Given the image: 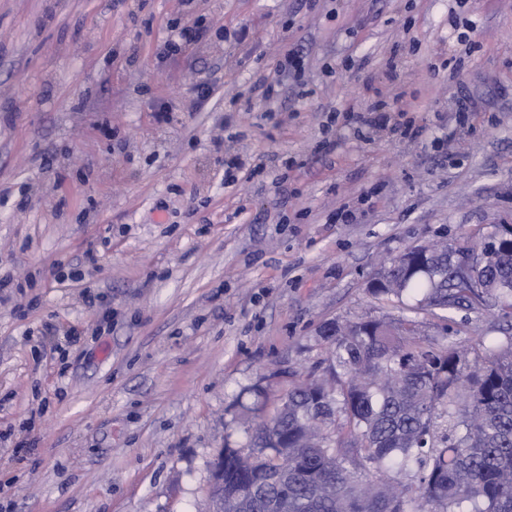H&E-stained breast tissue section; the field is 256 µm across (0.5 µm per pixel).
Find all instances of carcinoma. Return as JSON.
Wrapping results in <instances>:
<instances>
[{
    "mask_svg": "<svg viewBox=\"0 0 512 512\" xmlns=\"http://www.w3.org/2000/svg\"><path fill=\"white\" fill-rule=\"evenodd\" d=\"M495 236L390 260L369 292L404 314L327 322L324 376L274 393L253 385L250 444L224 448L215 509L512 512V336L472 350L453 339L438 346L423 342L416 319L463 306L512 310V225ZM442 417L448 432L438 436Z\"/></svg>",
    "mask_w": 512,
    "mask_h": 512,
    "instance_id": "1",
    "label": "carcinoma"
}]
</instances>
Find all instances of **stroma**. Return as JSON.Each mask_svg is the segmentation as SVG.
Instances as JSON below:
<instances>
[{"label": "stroma", "instance_id": "obj_1", "mask_svg": "<svg viewBox=\"0 0 512 512\" xmlns=\"http://www.w3.org/2000/svg\"><path fill=\"white\" fill-rule=\"evenodd\" d=\"M199 16L227 39L163 56ZM293 46L276 127L259 83ZM228 152L266 169L225 185ZM508 224L512 0H0V512H212L245 389L322 373L325 322L398 315L379 262ZM420 320L512 335L492 308ZM277 71L281 74L292 75L294 80L299 83L305 73V62L303 55L296 49H289L281 55L277 63Z\"/></svg>", "mask_w": 512, "mask_h": 512}]
</instances>
